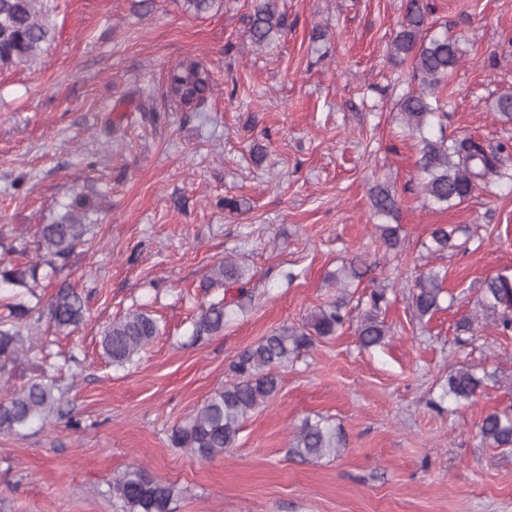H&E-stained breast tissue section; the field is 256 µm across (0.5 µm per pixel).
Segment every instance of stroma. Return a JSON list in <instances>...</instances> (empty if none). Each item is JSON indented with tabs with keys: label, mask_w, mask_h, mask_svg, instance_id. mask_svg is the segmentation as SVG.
I'll use <instances>...</instances> for the list:
<instances>
[{
	"label": "stroma",
	"mask_w": 512,
	"mask_h": 512,
	"mask_svg": "<svg viewBox=\"0 0 512 512\" xmlns=\"http://www.w3.org/2000/svg\"><path fill=\"white\" fill-rule=\"evenodd\" d=\"M432 2L463 52L437 91L446 135L512 149V121L495 112L512 92V0ZM53 8L40 58L0 70V234L33 236L81 195L96 236L26 298L48 301L67 283L86 314L72 333L39 334L65 395L45 424L0 435V512H123L113 485L136 467L176 485L173 512H512V452L478 429L512 406V335L456 328L485 278L512 274V183L447 209L425 200L417 141L395 107L418 88L392 56L405 0H280L287 28L262 49L251 0L199 17L176 0ZM189 55L212 77L194 110L165 97ZM380 181L397 190L396 253L370 210ZM439 224L457 227L464 250L427 252ZM227 256L248 270V298L211 283ZM358 257L357 295L391 288L385 343L361 347L351 309L336 335L279 368V393L224 456L171 447L172 426L223 386L234 356L333 301L327 274ZM431 268L446 271L454 302L420 320L411 292ZM224 298L223 332L193 340L200 308ZM139 307L161 333L114 367L100 330ZM461 366L485 378L471 402L443 394ZM321 417L345 436L337 456H288L295 428Z\"/></svg>",
	"instance_id": "stroma-1"
}]
</instances>
